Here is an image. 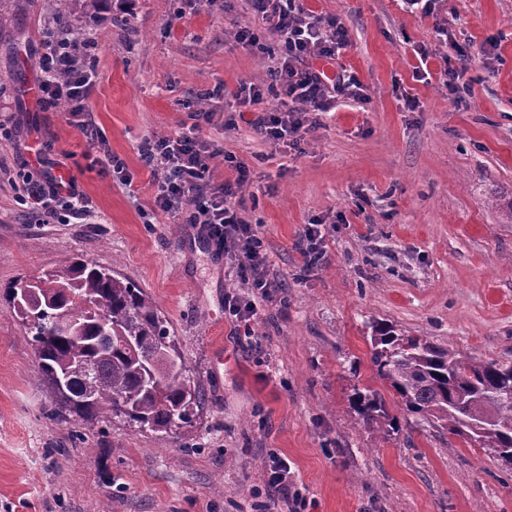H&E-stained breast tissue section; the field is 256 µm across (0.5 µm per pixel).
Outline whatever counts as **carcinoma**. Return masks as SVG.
Segmentation results:
<instances>
[{
    "instance_id": "carcinoma-1",
    "label": "carcinoma",
    "mask_w": 512,
    "mask_h": 512,
    "mask_svg": "<svg viewBox=\"0 0 512 512\" xmlns=\"http://www.w3.org/2000/svg\"><path fill=\"white\" fill-rule=\"evenodd\" d=\"M6 295L30 337L41 382L48 386L59 374L70 381L69 402L56 401L55 416H116L165 434L191 422L199 390L183 369L171 371L164 362L165 352L179 351L142 289L79 258L62 274L12 283ZM63 308L77 317L66 330L54 324ZM371 343L377 376L408 412L512 469V364L485 363L423 337L401 336L386 323L373 326ZM87 362L97 371L90 395ZM356 404L366 424L387 417L376 393H356Z\"/></svg>"
}]
</instances>
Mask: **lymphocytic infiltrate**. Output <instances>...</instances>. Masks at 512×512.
I'll return each instance as SVG.
<instances>
[{
    "instance_id": "1",
    "label": "lymphocytic infiltrate",
    "mask_w": 512,
    "mask_h": 512,
    "mask_svg": "<svg viewBox=\"0 0 512 512\" xmlns=\"http://www.w3.org/2000/svg\"><path fill=\"white\" fill-rule=\"evenodd\" d=\"M265 30L237 29L238 43L257 48L262 35L278 41L280 51L270 68L276 83L272 89L279 100L276 109L259 112L251 126L263 140L295 141L311 115L335 109L339 100L365 102L361 82L337 64L350 39L339 18L310 17L303 0H250ZM92 45L75 36L66 26L49 31L39 67L45 78L40 85L46 104L65 105L77 119L76 126L88 142L99 140V132L88 108L96 74L88 62ZM324 61V68L313 65ZM191 125L171 135L145 139L139 159L154 177V211L169 215L187 213L188 223L201 225L217 253L230 257L239 290L224 297V309L236 322L250 325L258 315V305L277 298L278 282L268 270L270 256L261 231L242 214L240 196L251 182L249 167L230 158L234 178L213 183L212 160L223 154L218 141L206 138L203 129L212 124L213 110L191 113ZM36 214L83 220L89 217L87 198L75 177L44 173L29 184L23 199ZM267 492L286 502L289 512H307L309 503L297 488L286 458L272 455L265 467Z\"/></svg>"
}]
</instances>
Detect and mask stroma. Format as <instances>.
Masks as SVG:
<instances>
[{"instance_id": "stroma-1", "label": "stroma", "mask_w": 512, "mask_h": 512, "mask_svg": "<svg viewBox=\"0 0 512 512\" xmlns=\"http://www.w3.org/2000/svg\"><path fill=\"white\" fill-rule=\"evenodd\" d=\"M349 32L341 62L369 101L321 115L297 148L258 138L246 109L225 125L202 90L268 85L269 56L234 39L261 28L249 0L211 12L188 0H123L70 27L98 41L89 143L64 106L39 103V56L54 14L45 0H12L0 27V512H288L263 494L269 454L286 457L313 512H512V471L484 450L406 411L371 363L379 321L485 361H512V0H439L434 14L401 0H304ZM182 14L174 29L167 16ZM448 29L437 36V26ZM468 54L466 107L442 83L446 61ZM427 62L425 78L415 76ZM418 100L408 110L404 95ZM249 165L243 196L261 226L271 276L285 285L252 337L224 312L238 281L184 215L152 209L154 180L138 148L192 111ZM120 158L131 187L96 162ZM74 176L95 214L68 224L28 213L19 188L40 161ZM325 225L328 261L309 272L295 247ZM82 258L143 289L174 336L202 402L190 426L164 434L124 419L53 418L31 342L6 302L18 279ZM383 397L390 424L364 425L356 393Z\"/></svg>"}]
</instances>
